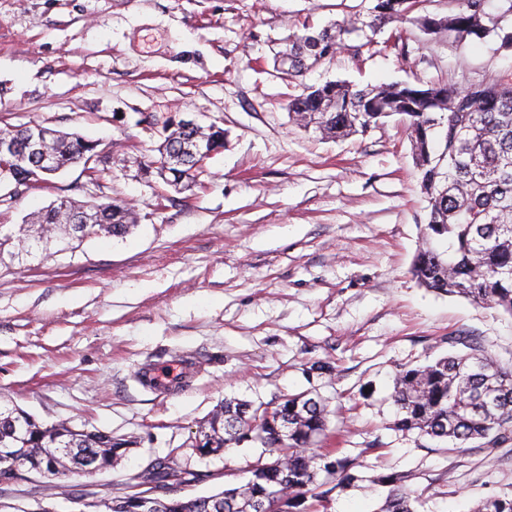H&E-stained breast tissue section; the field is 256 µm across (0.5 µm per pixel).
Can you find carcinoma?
<instances>
[{
	"label": "carcinoma",
	"mask_w": 512,
	"mask_h": 512,
	"mask_svg": "<svg viewBox=\"0 0 512 512\" xmlns=\"http://www.w3.org/2000/svg\"><path fill=\"white\" fill-rule=\"evenodd\" d=\"M372 2L365 14L320 29L306 24L304 32L288 35L284 48L274 55L276 72L296 80L356 38L372 42L391 23L415 22L436 38L450 32L460 39L493 35L500 48L512 50V26L503 24L512 15V0H504L508 6L497 14L486 12V0H461L457 11L447 16L425 11L428 0ZM288 112L305 130L328 139L364 135L384 119L399 117L428 202L426 247L413 263L414 278L431 291L512 315V83L496 75L465 89L451 81L362 89L347 81H327L302 85V93L289 101ZM1 134L11 136L15 146L8 173L27 179L39 163L31 128L6 122ZM222 147L224 129L218 126H176L166 131L155 163L162 165L173 155L182 162L183 168H171L172 178L165 179L176 188L197 181L205 171L194 167L202 149L215 153ZM41 148L60 171L81 165L95 179L106 171L96 162L88 163L98 154L97 144L75 133L57 130ZM88 211L92 223H74ZM135 221L122 201L65 200L42 209L35 224L21 225L20 241L38 245L55 232L63 243L97 232L118 237ZM392 399L398 408L394 426L401 431L416 430L458 447L476 439L491 446L512 439V366L503 367L479 349L400 370ZM326 430V405L308 392L265 407L226 400L199 430L198 442L214 452L225 451L251 434L272 461L249 466L242 483L208 496L175 498L162 512H258L259 504L265 505L264 512H294L306 494L324 497L318 491L323 485H349L357 480L354 460L334 459L332 452L313 448ZM126 444L100 431L78 430L65 422L45 424L20 409L0 407V448L13 449L21 464L36 456L48 466L56 465L52 476L61 481L79 471L58 462L57 453L76 464L88 451L101 471L111 467L115 450ZM139 478L142 485L167 480L182 485L198 480V474L169 459L167 466L146 469ZM383 481L390 492L379 512H416L404 476L389 475ZM471 512H512V492L481 499Z\"/></svg>",
	"instance_id": "1"
}]
</instances>
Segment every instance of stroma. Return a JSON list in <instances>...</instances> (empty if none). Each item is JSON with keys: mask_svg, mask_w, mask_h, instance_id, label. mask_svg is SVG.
<instances>
[{"mask_svg": "<svg viewBox=\"0 0 512 512\" xmlns=\"http://www.w3.org/2000/svg\"><path fill=\"white\" fill-rule=\"evenodd\" d=\"M371 0H0V116L96 142L109 157L89 179L69 168L12 194L0 188V232L69 198L130 204L122 237L68 249L0 254V405L129 441L112 469L47 484L20 469L0 485L16 512H107L159 458L204 473L174 496L244 479L262 453L244 441L200 456L195 437L220 403L257 404L313 391L328 406L326 447L357 476L301 512H377L401 474L418 512H470L512 491V441L456 447L395 430L403 368L465 351L512 365V315L422 288L411 267L426 201L403 124L324 140L286 110L300 85L280 79L270 46ZM361 52L341 50L305 82L359 87L512 78L495 37L432 38L404 23ZM216 124L224 147L191 189L150 163L173 113ZM191 355L201 374L176 392L144 387L141 363Z\"/></svg>", "mask_w": 512, "mask_h": 512, "instance_id": "35a3bbf8", "label": "stroma"}]
</instances>
